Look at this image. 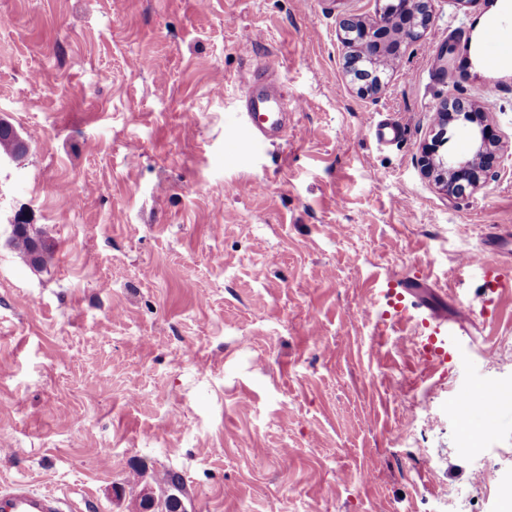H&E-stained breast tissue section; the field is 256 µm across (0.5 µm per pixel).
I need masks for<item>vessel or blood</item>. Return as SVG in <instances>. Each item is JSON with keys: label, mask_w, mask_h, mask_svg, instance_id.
<instances>
[{"label": "vessel or blood", "mask_w": 512, "mask_h": 512, "mask_svg": "<svg viewBox=\"0 0 512 512\" xmlns=\"http://www.w3.org/2000/svg\"><path fill=\"white\" fill-rule=\"evenodd\" d=\"M512 58V31L493 26L487 29L481 51L485 68H497L503 59ZM248 118V132L257 141H269L279 136L287 125L288 113L283 98L268 78L253 82L243 99ZM512 398V389L496 385L476 386L458 396L457 406L462 417L481 414L494 420ZM0 512H78L69 501L51 492H38L29 484L17 480L0 485Z\"/></svg>", "instance_id": "1"}]
</instances>
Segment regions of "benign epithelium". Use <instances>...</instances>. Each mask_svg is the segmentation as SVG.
Listing matches in <instances>:
<instances>
[{
    "instance_id": "obj_1",
    "label": "benign epithelium",
    "mask_w": 512,
    "mask_h": 512,
    "mask_svg": "<svg viewBox=\"0 0 512 512\" xmlns=\"http://www.w3.org/2000/svg\"><path fill=\"white\" fill-rule=\"evenodd\" d=\"M417 9L411 14H400L392 4L383 7L379 17L365 22L356 17L341 21V38L354 47L346 56L345 66L356 74L366 67H377L385 59L403 56L411 44L420 40L432 20L429 0H415ZM439 130L432 142L425 145L424 167L427 174L450 197L463 196L464 190L476 191L494 173L498 139L491 135L486 113L473 99L448 94L438 102ZM474 125L471 151L465 156L440 155L438 150L447 142V126L457 118ZM0 129L10 131L17 146L0 154V162H16L28 151V142L13 126L0 118Z\"/></svg>"
}]
</instances>
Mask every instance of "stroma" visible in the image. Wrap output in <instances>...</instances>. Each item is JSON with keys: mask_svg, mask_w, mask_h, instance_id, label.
<instances>
[{"mask_svg": "<svg viewBox=\"0 0 512 512\" xmlns=\"http://www.w3.org/2000/svg\"><path fill=\"white\" fill-rule=\"evenodd\" d=\"M493 2L432 0L363 96L338 23L379 0H0V117L30 139L0 165V483L82 512H139L172 475L184 512H448L452 490L494 512L482 459L512 473V407L448 410L512 386V292L460 266L512 232V68L458 52ZM265 70L297 109L256 144L236 126ZM453 92L502 144L459 198L421 166ZM382 117L398 144L376 143ZM18 220L45 269L11 246ZM427 324L451 362L424 357ZM511 398V389L496 385L476 386L457 397V406L463 419L473 413L481 414L486 420H494L499 411L508 406L505 400Z\"/></svg>", "mask_w": 512, "mask_h": 512, "instance_id": "obj_1", "label": "stroma"}]
</instances>
